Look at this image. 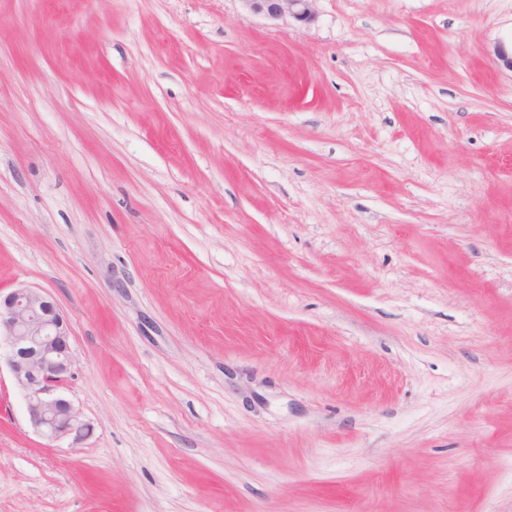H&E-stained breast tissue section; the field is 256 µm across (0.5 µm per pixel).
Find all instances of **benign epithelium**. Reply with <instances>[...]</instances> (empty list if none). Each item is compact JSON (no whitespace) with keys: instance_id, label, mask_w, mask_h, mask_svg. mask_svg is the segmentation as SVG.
Returning <instances> with one entry per match:
<instances>
[{"instance_id":"7a95c632","label":"benign epithelium","mask_w":512,"mask_h":512,"mask_svg":"<svg viewBox=\"0 0 512 512\" xmlns=\"http://www.w3.org/2000/svg\"><path fill=\"white\" fill-rule=\"evenodd\" d=\"M253 14L269 20L289 17L309 24L316 18L315 0H242ZM70 326L54 297L42 290L17 288L0 295V344L24 392L31 427L44 437L79 436L86 429L73 403L55 392L71 374Z\"/></svg>"}]
</instances>
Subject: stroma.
Returning <instances> with one entry per match:
<instances>
[{"mask_svg":"<svg viewBox=\"0 0 512 512\" xmlns=\"http://www.w3.org/2000/svg\"><path fill=\"white\" fill-rule=\"evenodd\" d=\"M315 9L0 0V512H512V0ZM253 14L269 20L289 17L299 23L309 24L316 18V0H241ZM70 326L52 295L32 288L0 294L2 343L15 384L24 392L31 427L44 437L79 436L86 429L73 403L55 392L71 374Z\"/></svg>","mask_w":512,"mask_h":512,"instance_id":"stroma-1","label":"stroma"}]
</instances>
